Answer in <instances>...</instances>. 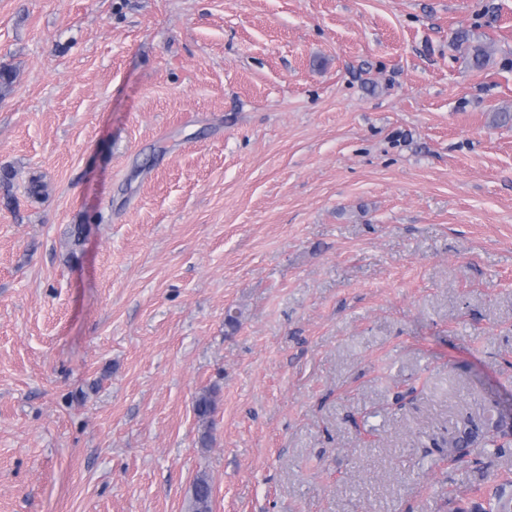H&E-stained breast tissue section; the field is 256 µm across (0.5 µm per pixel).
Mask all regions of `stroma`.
I'll return each instance as SVG.
<instances>
[{
	"label": "stroma",
	"mask_w": 512,
	"mask_h": 512,
	"mask_svg": "<svg viewBox=\"0 0 512 512\" xmlns=\"http://www.w3.org/2000/svg\"><path fill=\"white\" fill-rule=\"evenodd\" d=\"M4 66L0 512H188L202 473L212 512H456L512 474L440 446L512 414V0H0Z\"/></svg>",
	"instance_id": "35a3bbf8"
}]
</instances>
